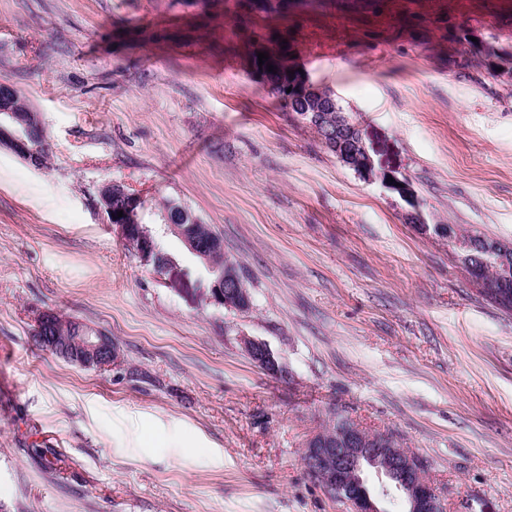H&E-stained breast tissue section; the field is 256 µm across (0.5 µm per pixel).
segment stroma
<instances>
[{
    "instance_id": "35a3bbf8",
    "label": "stroma",
    "mask_w": 512,
    "mask_h": 512,
    "mask_svg": "<svg viewBox=\"0 0 512 512\" xmlns=\"http://www.w3.org/2000/svg\"><path fill=\"white\" fill-rule=\"evenodd\" d=\"M512 0H0V82L50 144L0 148V512H350L309 473L332 414L396 434L447 512H512V314L269 94L292 64L394 145L426 223L512 244ZM115 181L224 238L249 310L140 264L98 208ZM59 311L110 337L98 372L38 347ZM266 341L279 368L245 352ZM258 52H268L269 58L267 61H263L262 69H259ZM253 55L252 64L256 70L260 73L264 84L269 88L270 92L275 95H281L284 91L285 83L288 79L289 72L282 64V61L287 59L283 53L284 50L280 47L275 49L262 48ZM267 64H272L276 73L268 72Z\"/></svg>"
}]
</instances>
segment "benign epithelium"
I'll return each instance as SVG.
<instances>
[{"label": "benign epithelium", "instance_id": "benign-epithelium-1", "mask_svg": "<svg viewBox=\"0 0 512 512\" xmlns=\"http://www.w3.org/2000/svg\"><path fill=\"white\" fill-rule=\"evenodd\" d=\"M316 92L314 84L300 77L291 88V94L280 97L288 111L296 113L303 123L313 127L320 121L317 111H300L299 101ZM13 88L0 84V116L8 117L14 128L0 124V145L8 148L29 166L43 168L45 148L36 144L30 131L39 119L28 118L17 110ZM336 140L337 159L346 166L359 170V176L367 181H380L386 188L396 192L409 204L406 219L420 225L431 236L446 238L453 243L458 258L465 262L479 285H484L483 268L496 267L502 279L512 278V248L498 241L486 242L482 246L463 240L444 224L423 223L420 203L411 179L391 157L389 150L379 146L377 132L361 126L345 114L332 122ZM98 205L106 216V222L118 227L122 240L138 243L136 255L140 263L170 278L193 291L196 297L208 305L221 307L227 304L226 296L235 294L247 297L237 266L228 263L224 269L211 266L210 246H201L194 235L184 232L175 224L170 212L163 213L165 223L179 236L187 250L197 257L203 266L191 269L164 255L158 245L157 236L143 224L141 212L143 200L140 195L127 190L118 182L108 181L99 186ZM123 216H117V212ZM81 350L66 351V359L80 367L98 371L112 369L116 358L108 336L84 324L77 323ZM242 345L248 356L261 367L274 371L277 360L262 340L242 337ZM304 462L318 477L325 493L342 500L350 512H388V505L401 500L404 512H446L441 499L433 489L426 474L424 462L414 455H401L389 447L384 434L365 433L356 421L345 418L339 423L336 442L312 436L307 439Z\"/></svg>", "mask_w": 512, "mask_h": 512}]
</instances>
